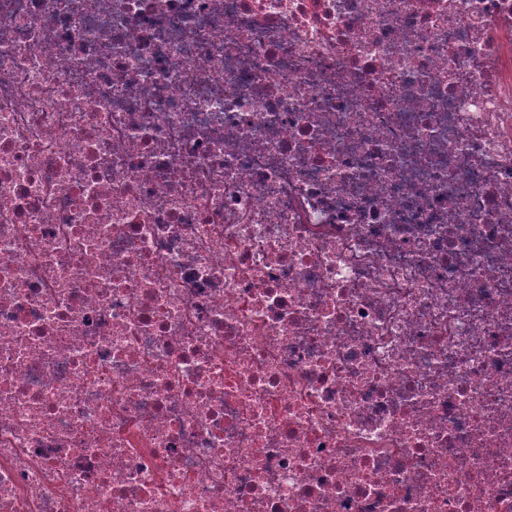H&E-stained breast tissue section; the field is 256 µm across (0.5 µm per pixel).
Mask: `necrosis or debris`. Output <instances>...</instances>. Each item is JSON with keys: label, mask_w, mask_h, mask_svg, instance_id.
Here are the masks:
<instances>
[{"label": "necrosis or debris", "mask_w": 512, "mask_h": 512, "mask_svg": "<svg viewBox=\"0 0 512 512\" xmlns=\"http://www.w3.org/2000/svg\"><path fill=\"white\" fill-rule=\"evenodd\" d=\"M0 512H512V0H0Z\"/></svg>", "instance_id": "4bbe7bcc"}]
</instances>
